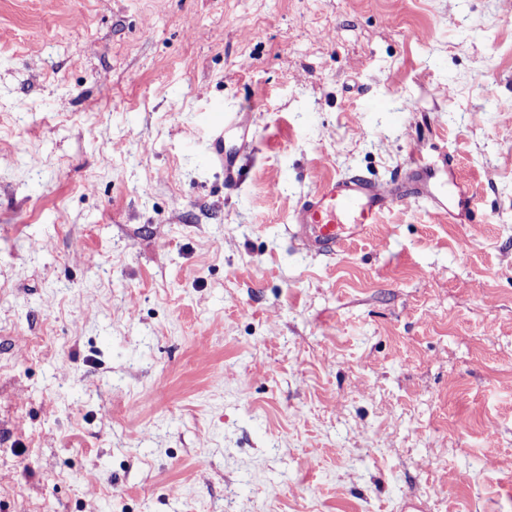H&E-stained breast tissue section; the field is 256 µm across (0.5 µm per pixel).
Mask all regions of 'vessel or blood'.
I'll return each instance as SVG.
<instances>
[{
    "mask_svg": "<svg viewBox=\"0 0 512 512\" xmlns=\"http://www.w3.org/2000/svg\"><path fill=\"white\" fill-rule=\"evenodd\" d=\"M213 147L224 158V186L236 189L241 182L239 161L254 146L248 113H225L211 128ZM425 200L431 216L457 224L474 220L471 199L461 190L444 191L439 170L422 153H414L405 174L380 183L360 174L325 181L301 199L290 215L291 235L308 252L331 257L342 245L376 223L383 212Z\"/></svg>",
    "mask_w": 512,
    "mask_h": 512,
    "instance_id": "obj_1",
    "label": "vessel or blood"
}]
</instances>
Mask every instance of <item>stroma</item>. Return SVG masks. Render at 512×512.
<instances>
[{
	"label": "stroma",
	"instance_id": "stroma-1",
	"mask_svg": "<svg viewBox=\"0 0 512 512\" xmlns=\"http://www.w3.org/2000/svg\"><path fill=\"white\" fill-rule=\"evenodd\" d=\"M418 151L483 221L292 242ZM412 501L512 512V0H0V512ZM215 152L224 159V187L236 189L241 182L240 158L254 146V134L248 112L224 113V121L211 127ZM233 134V143L226 147L225 135ZM224 156V157H223Z\"/></svg>",
	"mask_w": 512,
	"mask_h": 512
}]
</instances>
